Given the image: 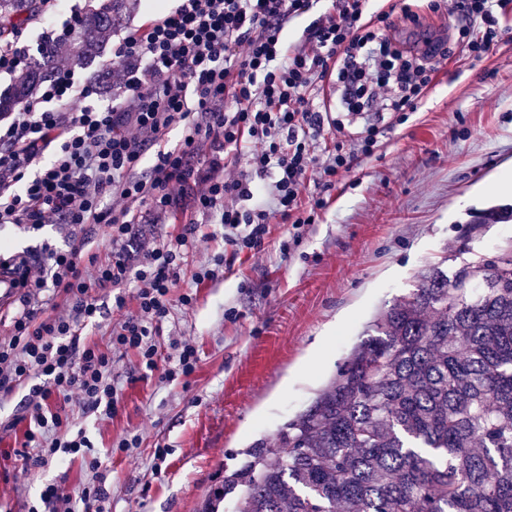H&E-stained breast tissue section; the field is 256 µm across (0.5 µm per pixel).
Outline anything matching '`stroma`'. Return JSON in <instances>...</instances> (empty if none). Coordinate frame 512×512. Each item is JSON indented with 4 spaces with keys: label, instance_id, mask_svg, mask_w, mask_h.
<instances>
[{
    "label": "stroma",
    "instance_id": "35a3bbf8",
    "mask_svg": "<svg viewBox=\"0 0 512 512\" xmlns=\"http://www.w3.org/2000/svg\"><path fill=\"white\" fill-rule=\"evenodd\" d=\"M130 5L82 75L111 60L113 43L144 24L160 2ZM408 9L417 21L405 18ZM381 11L406 44L448 49L417 111L385 113L380 147L359 157L335 185L307 184L306 196L324 198L326 206L290 250L282 244L292 226L278 220L257 254L236 252L222 225L199 226L202 240L181 274L182 289H195L196 300L174 306L157 339L163 360L174 343L192 342L196 371L168 382L157 372L145 375L137 356L125 352L112 359L121 389L114 417L84 412L74 398L65 403L67 424L86 429L99 471L76 459L22 473L23 431L8 424L23 415L26 392L0 395V512H30L46 481L82 512L80 492L97 473L108 492L103 512H200L225 467L255 440H274L338 372L373 317L414 288L419 271L437 264L452 271L512 245V221H481L490 209L512 206V195L495 187L512 170V0L497 15L498 42L480 59L457 43L466 20L456 0H368L367 14ZM195 218L188 196L165 217L144 212L132 245L170 240ZM68 244L57 224L37 231L0 226L5 258L33 262L45 246ZM218 254L225 271L194 287L193 272ZM94 294L100 314L81 338L104 346L135 304L117 308L110 287ZM136 434L140 447L117 451L120 440Z\"/></svg>",
    "mask_w": 512,
    "mask_h": 512
}]
</instances>
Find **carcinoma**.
<instances>
[{"instance_id": "cac0c4a2", "label": "carcinoma", "mask_w": 512, "mask_h": 512, "mask_svg": "<svg viewBox=\"0 0 512 512\" xmlns=\"http://www.w3.org/2000/svg\"><path fill=\"white\" fill-rule=\"evenodd\" d=\"M37 0H0V28ZM127 9L103 0L72 35L97 54ZM0 96L28 100L55 46ZM302 412L224 470L201 512H512V246L453 275L420 271Z\"/></svg>"}]
</instances>
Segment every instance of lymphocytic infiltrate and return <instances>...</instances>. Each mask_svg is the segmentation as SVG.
Masks as SVG:
<instances>
[{
  "mask_svg": "<svg viewBox=\"0 0 512 512\" xmlns=\"http://www.w3.org/2000/svg\"><path fill=\"white\" fill-rule=\"evenodd\" d=\"M367 0H336L307 29L305 43L287 50L288 20L306 13L312 0H179L167 14L126 36L112 56L121 65L119 94L93 103L97 85L58 62L19 111L0 115V224L37 230L66 226L69 249L46 250L40 265L10 261L21 293L7 338H0V393L28 388L23 455L26 470L62 458L90 460L85 430L67 429L62 401L78 398L85 411L112 416L120 388L112 354L135 352L147 371L172 382L190 376L199 357L180 342L158 365L156 338L173 306H192L179 292L185 258L196 247V227L169 242L133 251L127 243L140 206L169 212L187 187L193 209L228 229L236 251H261L272 216L294 228L314 223L323 198L304 199L309 176L332 186L357 154H373L388 112H412L426 94L438 49L415 55L385 33L387 13L364 20ZM503 0H465L470 21L484 25L470 38L481 58L494 47L495 11ZM331 79L338 111L364 119L356 151L335 148L318 161L313 143L326 117L309 91ZM182 136L159 147L149 179L134 172L151 143L172 126ZM209 143L206 166L192 158ZM249 149L248 170L225 172L224 161ZM272 201L259 202L261 181ZM109 228L110 254L86 253L81 230ZM133 282L134 315L115 325L108 349L81 343L80 330L95 323L93 289Z\"/></svg>",
  "mask_w": 512,
  "mask_h": 512,
  "instance_id": "1",
  "label": "lymphocytic infiltrate"
}]
</instances>
